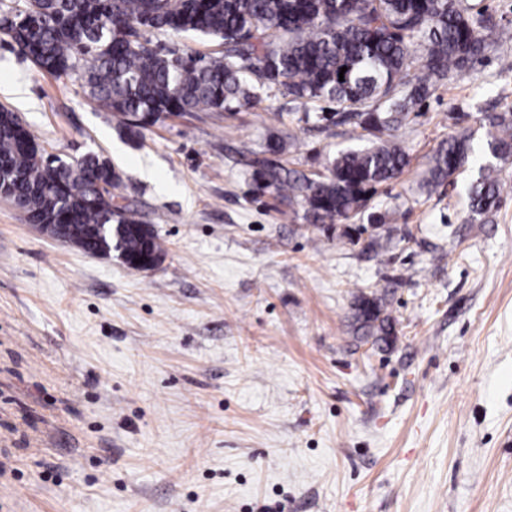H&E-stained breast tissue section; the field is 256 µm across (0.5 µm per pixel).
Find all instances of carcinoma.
Instances as JSON below:
<instances>
[{"instance_id":"cac0c4a2","label":"carcinoma","mask_w":512,"mask_h":512,"mask_svg":"<svg viewBox=\"0 0 512 512\" xmlns=\"http://www.w3.org/2000/svg\"><path fill=\"white\" fill-rule=\"evenodd\" d=\"M196 32L221 41L217 55L181 52L145 36ZM0 39L46 73L76 76L99 106L130 133L163 116L229 112L286 96L298 121H327L362 130L359 143L328 160L326 173L309 177L279 160L285 142L266 145L254 160L255 180L304 207L310 224H334L363 212L377 187L410 165L393 140L410 112L432 91L471 65L493 43L512 41L469 0H22L0 10ZM420 73H411L414 62ZM346 68L339 80L340 68ZM485 144L460 133L433 155L423 181L435 187L478 153L512 155V115L487 117ZM36 152L34 139L13 110L0 106V187L32 224H59L60 234L91 253L89 230L112 223L99 189L121 181L112 164L86 155L57 164ZM502 181L491 162L464 187L476 221L500 202ZM116 249L136 272L135 255L160 258L164 245L132 214ZM360 338L387 341L393 319L383 298L365 294L354 305Z\"/></svg>"}]
</instances>
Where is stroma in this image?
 <instances>
[{
    "instance_id": "1",
    "label": "stroma",
    "mask_w": 512,
    "mask_h": 512,
    "mask_svg": "<svg viewBox=\"0 0 512 512\" xmlns=\"http://www.w3.org/2000/svg\"><path fill=\"white\" fill-rule=\"evenodd\" d=\"M512 41L417 106L411 163L367 215L310 224L254 159L324 172L358 131L287 98L132 134L80 81L0 41V105L39 147L121 175L153 270L48 238L0 198V512H512V158L498 208L422 186L448 135L512 113ZM382 296L388 345L356 338ZM354 331L360 333V339L374 343L386 342L393 334V319L384 310L383 298L373 294L371 297L362 294L354 305Z\"/></svg>"
}]
</instances>
